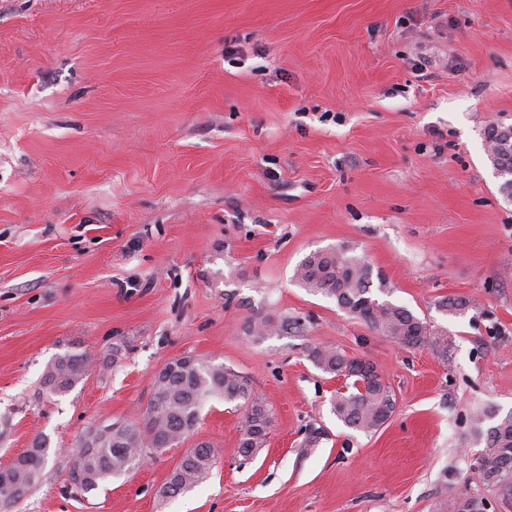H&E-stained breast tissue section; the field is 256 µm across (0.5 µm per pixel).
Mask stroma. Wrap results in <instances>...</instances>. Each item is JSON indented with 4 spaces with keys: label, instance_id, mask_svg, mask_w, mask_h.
Returning a JSON list of instances; mask_svg holds the SVG:
<instances>
[{
    "label": "stroma",
    "instance_id": "stroma-1",
    "mask_svg": "<svg viewBox=\"0 0 512 512\" xmlns=\"http://www.w3.org/2000/svg\"><path fill=\"white\" fill-rule=\"evenodd\" d=\"M505 119L512 0H0V468L49 443L12 512H432L483 492L470 419L512 411V199L484 136ZM344 247L447 330V357L294 282ZM258 315L303 328L256 341ZM311 343L392 388L377 431L336 418L346 380ZM70 350L90 371L47 397ZM181 356L249 379L272 412L256 460H238L243 410L211 398L186 440L71 488V448L141 420ZM200 443L208 478L162 497Z\"/></svg>",
    "mask_w": 512,
    "mask_h": 512
}]
</instances>
